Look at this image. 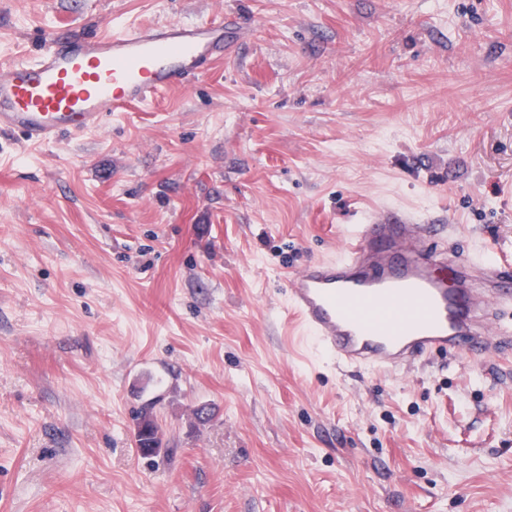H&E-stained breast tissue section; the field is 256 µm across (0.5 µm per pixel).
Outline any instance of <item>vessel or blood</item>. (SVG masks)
Returning a JSON list of instances; mask_svg holds the SVG:
<instances>
[{"mask_svg":"<svg viewBox=\"0 0 512 512\" xmlns=\"http://www.w3.org/2000/svg\"><path fill=\"white\" fill-rule=\"evenodd\" d=\"M224 54V21L61 39L45 34L37 61L0 65V132L47 144L63 133L102 127L127 103L157 96ZM432 225L395 208L346 232L333 261L289 276L287 299L307 334L343 365L386 369L427 352L483 353L511 336L495 311L512 302L493 252L449 261L424 249Z\"/></svg>","mask_w":512,"mask_h":512,"instance_id":"1","label":"vessel or blood"}]
</instances>
